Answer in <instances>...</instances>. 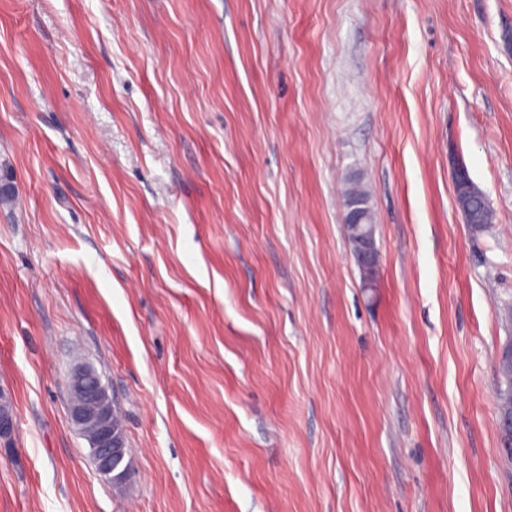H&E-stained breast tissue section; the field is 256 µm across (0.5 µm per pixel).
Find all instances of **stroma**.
I'll return each instance as SVG.
<instances>
[{"mask_svg":"<svg viewBox=\"0 0 512 512\" xmlns=\"http://www.w3.org/2000/svg\"><path fill=\"white\" fill-rule=\"evenodd\" d=\"M1 183L0 512H512V0H0ZM466 215L470 227L474 230H481L492 223L494 212L484 196V198L470 202L466 210ZM345 223L355 233L353 255L358 265L367 271L376 272L379 265L378 251L375 246L376 228L369 222L363 209L350 205ZM495 370L499 380L497 390L498 414L507 411L512 412V362L496 360ZM68 388L71 420L97 448L92 457L97 472L106 480H121L122 476L114 473L112 461L121 459L125 441L113 409L102 398L105 386L100 376L88 366H78L69 377Z\"/></svg>","mask_w":512,"mask_h":512,"instance_id":"35a3bbf8","label":"stroma"}]
</instances>
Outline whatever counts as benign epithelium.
I'll use <instances>...</instances> for the list:
<instances>
[{
    "label": "benign epithelium",
    "mask_w": 512,
    "mask_h": 512,
    "mask_svg": "<svg viewBox=\"0 0 512 512\" xmlns=\"http://www.w3.org/2000/svg\"><path fill=\"white\" fill-rule=\"evenodd\" d=\"M345 223L355 233L353 255L358 265L367 271H377L376 228L368 221L365 211L349 206ZM68 388L71 420L96 448L93 462L97 472L107 480H121L122 476L112 468V461L122 457L125 441L116 424L113 409L102 398L105 386L100 376L88 366H78L69 377Z\"/></svg>",
    "instance_id": "benign-epithelium-1"
}]
</instances>
